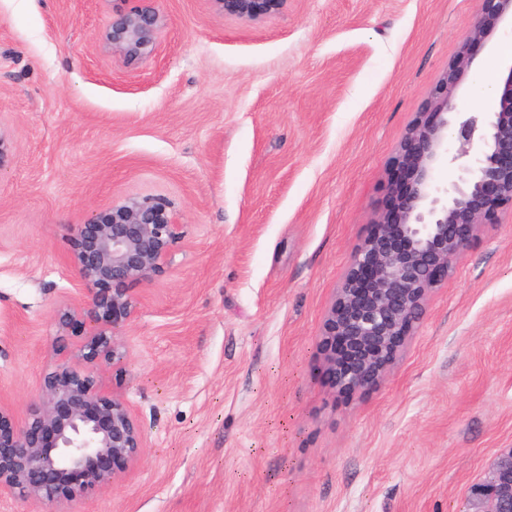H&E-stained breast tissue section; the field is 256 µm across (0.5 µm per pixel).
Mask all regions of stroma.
Instances as JSON below:
<instances>
[{
	"instance_id": "stroma-1",
	"label": "stroma",
	"mask_w": 512,
	"mask_h": 512,
	"mask_svg": "<svg viewBox=\"0 0 512 512\" xmlns=\"http://www.w3.org/2000/svg\"><path fill=\"white\" fill-rule=\"evenodd\" d=\"M152 5L154 50L104 34ZM477 0H0V403L12 425L57 363L82 288L79 224L162 198L183 236L135 286L125 369L100 367L146 436L102 489L0 512H474L512 450V206L498 211L385 379L334 389L336 290L399 145L470 32ZM504 24L460 73L487 111ZM284 0H225L224 8L241 17L257 18L260 11L279 6Z\"/></svg>"
}]
</instances>
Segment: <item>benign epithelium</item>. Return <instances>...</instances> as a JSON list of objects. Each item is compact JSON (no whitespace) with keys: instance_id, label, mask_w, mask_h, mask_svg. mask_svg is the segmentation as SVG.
Masks as SVG:
<instances>
[{"instance_id":"obj_1","label":"benign epithelium","mask_w":512,"mask_h":512,"mask_svg":"<svg viewBox=\"0 0 512 512\" xmlns=\"http://www.w3.org/2000/svg\"><path fill=\"white\" fill-rule=\"evenodd\" d=\"M282 0H224L227 10L254 19ZM474 25L455 61L435 86L424 115L400 144L410 169L409 190L393 211L380 212L375 231L355 251L324 322L323 342L336 387L377 385L420 323L429 293L456 269L483 226L512 205V66L495 90L491 112L457 110L455 74L475 61L472 47L512 19V0H480ZM160 14L142 8L113 20L112 48L129 57L151 53ZM463 147L448 157V132ZM468 158L458 180H435L437 167ZM181 238V217L162 199H132L80 225L71 265L83 301L58 314L64 330L85 316L86 358L116 369L128 351L121 340L134 318L130 287L163 272ZM0 406V493L30 505L72 500L105 488L119 469L138 461L144 430L125 400L104 388L98 374L61 360L44 377L41 393L17 427ZM478 512H512V452L501 454L476 487Z\"/></svg>"}]
</instances>
